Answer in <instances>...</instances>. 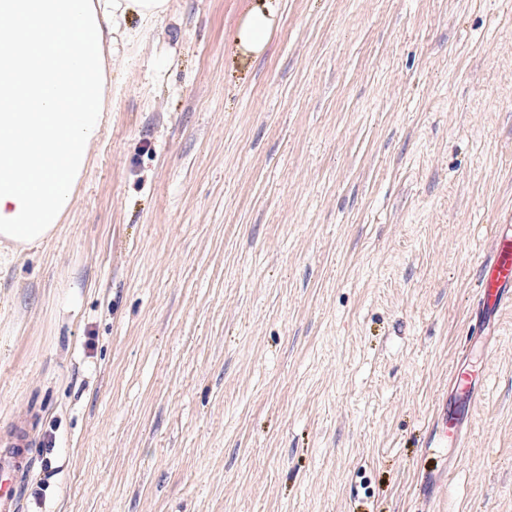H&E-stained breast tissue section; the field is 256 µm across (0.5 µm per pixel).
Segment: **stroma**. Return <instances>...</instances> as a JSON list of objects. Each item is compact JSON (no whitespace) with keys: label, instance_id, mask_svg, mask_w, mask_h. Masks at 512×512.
Here are the masks:
<instances>
[{"label":"stroma","instance_id":"1","mask_svg":"<svg viewBox=\"0 0 512 512\" xmlns=\"http://www.w3.org/2000/svg\"><path fill=\"white\" fill-rule=\"evenodd\" d=\"M168 0L48 241L0 256L21 512H512V0ZM465 447L425 490L458 358ZM272 10L264 4L251 10L237 31L238 43L248 53H260L265 48L272 29ZM478 312L490 323L501 310L512 305V224H495L492 252L477 276Z\"/></svg>","mask_w":512,"mask_h":512}]
</instances>
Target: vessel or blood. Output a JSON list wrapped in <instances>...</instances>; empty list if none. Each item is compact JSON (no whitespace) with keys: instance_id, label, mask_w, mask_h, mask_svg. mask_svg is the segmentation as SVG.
I'll return each mask as SVG.
<instances>
[{"instance_id":"obj_1","label":"vessel or blood","mask_w":512,"mask_h":512,"mask_svg":"<svg viewBox=\"0 0 512 512\" xmlns=\"http://www.w3.org/2000/svg\"><path fill=\"white\" fill-rule=\"evenodd\" d=\"M477 291L478 312L484 321L494 320L506 305H512V224L495 225L492 252L480 266ZM451 381L452 391L439 397L430 422L427 445L436 459L445 457L448 449L461 447L470 422L469 408L477 399L478 389L464 367H455ZM24 462L21 446L0 452V512H20L16 480Z\"/></svg>"}]
</instances>
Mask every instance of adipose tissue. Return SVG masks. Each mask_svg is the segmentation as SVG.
I'll use <instances>...</instances> for the list:
<instances>
[{
	"mask_svg": "<svg viewBox=\"0 0 512 512\" xmlns=\"http://www.w3.org/2000/svg\"><path fill=\"white\" fill-rule=\"evenodd\" d=\"M167 0H0V246L46 241L72 208L108 108L106 48L127 15L160 19ZM270 6L237 31L246 52L265 48Z\"/></svg>",
	"mask_w": 512,
	"mask_h": 512,
	"instance_id": "obj_1",
	"label": "adipose tissue"
}]
</instances>
